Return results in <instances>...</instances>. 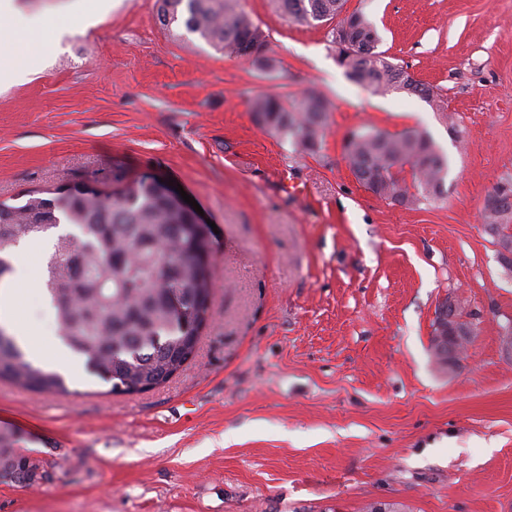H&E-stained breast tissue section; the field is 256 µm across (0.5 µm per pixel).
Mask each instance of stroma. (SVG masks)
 I'll use <instances>...</instances> for the list:
<instances>
[{
  "label": "stroma",
  "instance_id": "stroma-1",
  "mask_svg": "<svg viewBox=\"0 0 512 512\" xmlns=\"http://www.w3.org/2000/svg\"><path fill=\"white\" fill-rule=\"evenodd\" d=\"M41 20L29 80L0 87V200L145 175L215 222L195 359L165 385L113 395L0 380V440L50 482L0 478V512H512V273L483 224L512 179V0H347L380 50L448 102L373 94L336 61L329 26L240 0L275 69L174 36L156 0H14ZM331 104L319 151L261 130L255 94ZM416 130L448 158L438 199L402 207L343 159L362 128ZM457 297L472 336L453 371L431 353Z\"/></svg>",
  "mask_w": 512,
  "mask_h": 512
}]
</instances>
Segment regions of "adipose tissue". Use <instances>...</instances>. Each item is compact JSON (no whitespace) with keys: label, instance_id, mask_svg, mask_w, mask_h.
I'll return each mask as SVG.
<instances>
[{"label":"adipose tissue","instance_id":"1","mask_svg":"<svg viewBox=\"0 0 512 512\" xmlns=\"http://www.w3.org/2000/svg\"><path fill=\"white\" fill-rule=\"evenodd\" d=\"M17 13L12 6L0 9V45L9 50L4 64L0 65V86L18 84L27 80L30 69L26 64L30 50L17 40ZM40 279L36 270L16 268L7 288L0 290V324L15 336L29 354L37 358L47 356V348L24 329L20 311L30 289L38 287Z\"/></svg>","mask_w":512,"mask_h":512}]
</instances>
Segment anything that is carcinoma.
Segmentation results:
<instances>
[{
	"label": "carcinoma",
	"mask_w": 512,
	"mask_h": 512,
	"mask_svg": "<svg viewBox=\"0 0 512 512\" xmlns=\"http://www.w3.org/2000/svg\"><path fill=\"white\" fill-rule=\"evenodd\" d=\"M272 4L277 14L300 24L336 20V59L370 92L403 90L444 109L432 87L379 50L380 36L365 40L371 24L360 13H345L346 0ZM156 6L162 29H182L224 54L273 67L266 32L239 0H156ZM329 112L326 99L312 90L293 101L259 94L250 102L258 127L294 140L308 154L320 149ZM343 159L368 190L406 207L440 196L448 175L447 158L413 130L353 131L344 140ZM483 221L495 245H512L511 180L488 191ZM61 223L72 230L52 244L47 294L67 347L111 383L112 393H139L166 383L194 359L208 320L212 282L202 261L210 251L204 226L164 194L154 177L127 184L115 197L88 184L50 197L34 191L20 205L0 201V279L12 271L3 253ZM0 378L32 391L66 390L60 373L34 364L9 334L0 335ZM0 476L23 488L51 480L29 454L2 447Z\"/></svg>",
	"instance_id": "cac0c4a2"
}]
</instances>
